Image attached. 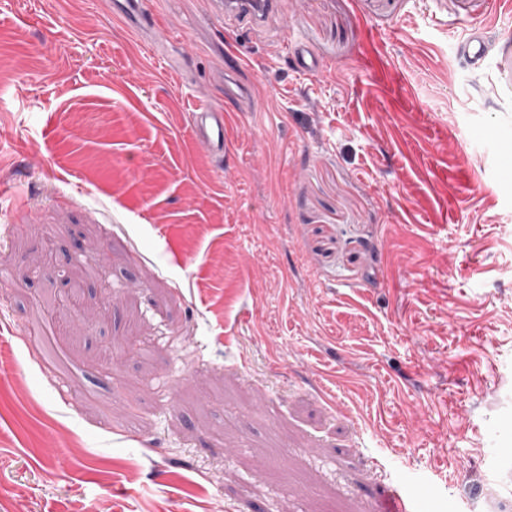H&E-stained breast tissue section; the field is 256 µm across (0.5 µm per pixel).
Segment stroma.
<instances>
[{"mask_svg": "<svg viewBox=\"0 0 512 512\" xmlns=\"http://www.w3.org/2000/svg\"><path fill=\"white\" fill-rule=\"evenodd\" d=\"M144 8L0 0V512L512 499V7ZM113 5L116 13L134 30L139 31L146 24H150L153 30L156 21L149 18L144 9L143 0H115ZM278 10L276 0H225L224 12H232L250 20L258 25L263 19ZM484 30L482 24L472 23L467 37L457 45L458 52L466 56L473 64H483L488 53ZM294 64L305 73H320L326 64L317 58L306 46H297L294 49ZM224 110L206 104L196 105L191 113V126L195 139L212 154L224 155L227 146Z\"/></svg>", "mask_w": 512, "mask_h": 512, "instance_id": "35a3bbf8", "label": "stroma"}]
</instances>
